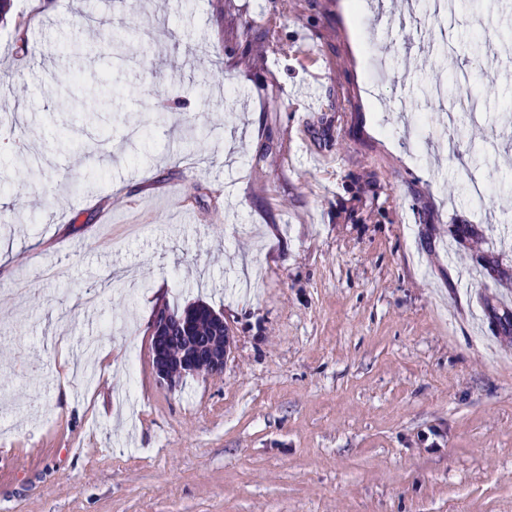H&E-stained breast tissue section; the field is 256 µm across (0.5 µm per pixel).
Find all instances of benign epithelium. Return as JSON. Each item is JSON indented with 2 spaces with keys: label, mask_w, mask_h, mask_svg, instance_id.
Listing matches in <instances>:
<instances>
[{
  "label": "benign epithelium",
  "mask_w": 512,
  "mask_h": 512,
  "mask_svg": "<svg viewBox=\"0 0 512 512\" xmlns=\"http://www.w3.org/2000/svg\"><path fill=\"white\" fill-rule=\"evenodd\" d=\"M210 319L219 334L223 335V349L215 350L211 343L194 335V316L185 314L180 317L161 307L157 311L152 327V355L158 382L172 390L180 383V377L197 372L204 363L211 373H218L224 368L227 349L230 346L229 328L224 323V314L212 313ZM179 327L178 337L182 348L177 365H172L169 356L170 336L167 332Z\"/></svg>",
  "instance_id": "1"
}]
</instances>
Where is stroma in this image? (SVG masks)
<instances>
[{
  "label": "stroma",
  "mask_w": 512,
  "mask_h": 512,
  "mask_svg": "<svg viewBox=\"0 0 512 512\" xmlns=\"http://www.w3.org/2000/svg\"><path fill=\"white\" fill-rule=\"evenodd\" d=\"M360 2L16 0L0 512H512V0ZM170 310L181 316L178 317L165 307H160L152 327V355L158 382L170 390L175 389L184 376L196 373L199 365L203 362H205L208 372H221L224 368L227 349L230 346L229 328L224 323V315L222 313L210 314V319L216 331L223 335L220 337L224 340L223 349L217 351L206 339L202 341L200 336H194V329L201 336H211L210 326L205 319L200 317L196 320L195 325L192 314H182L190 310L195 312L218 311L206 303L193 304L182 310ZM174 325L179 327L178 337L182 341L176 371L173 369L174 367L169 356V345L172 335H166L167 332L170 333ZM178 374L182 376L181 379L178 378Z\"/></svg>",
  "instance_id": "35a3bbf8"
}]
</instances>
